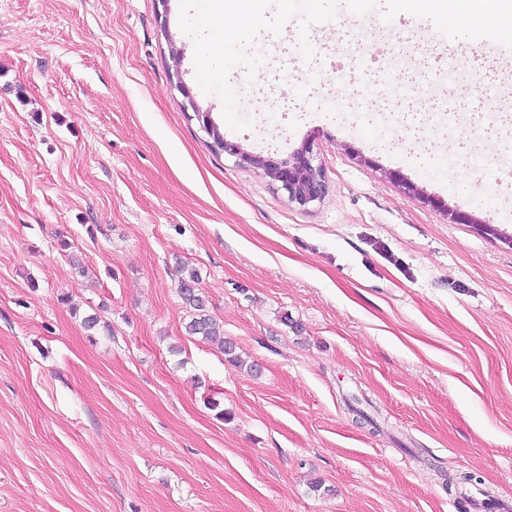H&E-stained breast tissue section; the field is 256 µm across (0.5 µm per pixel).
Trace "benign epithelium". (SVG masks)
<instances>
[{
	"label": "benign epithelium",
	"instance_id": "7a95c632",
	"mask_svg": "<svg viewBox=\"0 0 512 512\" xmlns=\"http://www.w3.org/2000/svg\"><path fill=\"white\" fill-rule=\"evenodd\" d=\"M198 119L216 144L224 152L235 156L239 163L260 171L271 182L287 193L288 201L300 208L321 201L327 192L321 165L316 163L311 144L307 143L288 159L275 160L243 151L240 145L223 137L210 118L209 113H197Z\"/></svg>",
	"mask_w": 512,
	"mask_h": 512
}]
</instances>
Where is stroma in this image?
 Wrapping results in <instances>:
<instances>
[{
    "label": "stroma",
    "instance_id": "obj_1",
    "mask_svg": "<svg viewBox=\"0 0 512 512\" xmlns=\"http://www.w3.org/2000/svg\"><path fill=\"white\" fill-rule=\"evenodd\" d=\"M380 15L366 58L344 55ZM193 16L181 0H0V512H478L483 490L512 507V246L475 226L512 233L502 146L455 128L495 188L473 200L399 130L366 127L367 100L336 107L333 85L396 76L410 36L413 111L442 97L421 76L451 63L488 111L512 93V60L485 48L498 28L437 41L399 0H295L246 43H274L270 76L231 112ZM200 111L253 154L312 142L324 200L298 208L212 151ZM185 266L259 374L186 335ZM355 398L378 427L355 422Z\"/></svg>",
    "mask_w": 512,
    "mask_h": 512
}]
</instances>
